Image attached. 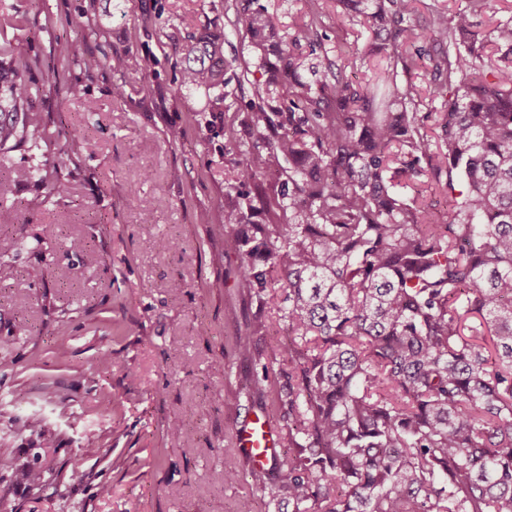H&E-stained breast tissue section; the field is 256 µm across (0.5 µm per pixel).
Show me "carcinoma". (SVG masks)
I'll return each instance as SVG.
<instances>
[{
    "instance_id": "cac0c4a2",
    "label": "carcinoma",
    "mask_w": 512,
    "mask_h": 512,
    "mask_svg": "<svg viewBox=\"0 0 512 512\" xmlns=\"http://www.w3.org/2000/svg\"><path fill=\"white\" fill-rule=\"evenodd\" d=\"M348 3L408 76L380 100L305 67L316 19L285 44L264 9L244 19L266 78L240 125L262 144L233 161L224 245L258 293L286 292L297 338L276 405L290 452L250 484L288 512H512V23L478 38L490 0H469L425 19L427 50L410 0ZM1 53L15 77L0 88V142L19 130L36 147L39 117L8 119L32 94L27 56L13 42ZM425 59L448 105L431 130L410 79ZM230 68L223 32L194 36L180 87L220 89ZM39 181L48 198L67 191ZM437 193L444 219L425 203Z\"/></svg>"
}]
</instances>
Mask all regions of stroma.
Returning <instances> with one entry per match:
<instances>
[{"label":"stroma","mask_w":512,"mask_h":512,"mask_svg":"<svg viewBox=\"0 0 512 512\" xmlns=\"http://www.w3.org/2000/svg\"><path fill=\"white\" fill-rule=\"evenodd\" d=\"M257 4L283 41L310 18V0H0V21L14 22L6 37L27 52L26 107L47 132L37 148L0 146L17 210L0 223V457L11 462L0 512H235L245 496L284 512L224 479L226 464L248 471L235 430L271 408L288 369L283 291L256 297L224 246V123L252 89L179 86L181 49L210 24L235 69L260 77L243 26ZM318 6L315 60L380 89L393 59L363 25L342 22L340 0ZM61 42L73 56H58ZM148 54L145 74L133 62ZM115 56L131 67L110 68ZM49 68L58 80L47 89ZM24 169L61 176L68 195L45 199ZM75 237L88 249L67 251ZM158 237L167 248H152ZM173 422L186 431L178 446L165 435ZM25 470L42 480L23 481Z\"/></svg>","instance_id":"stroma-1"}]
</instances>
